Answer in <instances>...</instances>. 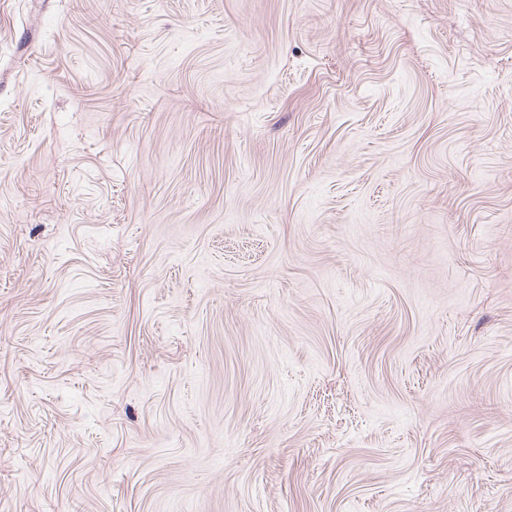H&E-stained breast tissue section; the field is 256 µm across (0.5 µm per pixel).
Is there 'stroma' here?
<instances>
[{
	"label": "stroma",
	"instance_id": "1",
	"mask_svg": "<svg viewBox=\"0 0 512 512\" xmlns=\"http://www.w3.org/2000/svg\"><path fill=\"white\" fill-rule=\"evenodd\" d=\"M0 512H512V0H0Z\"/></svg>",
	"mask_w": 512,
	"mask_h": 512
}]
</instances>
